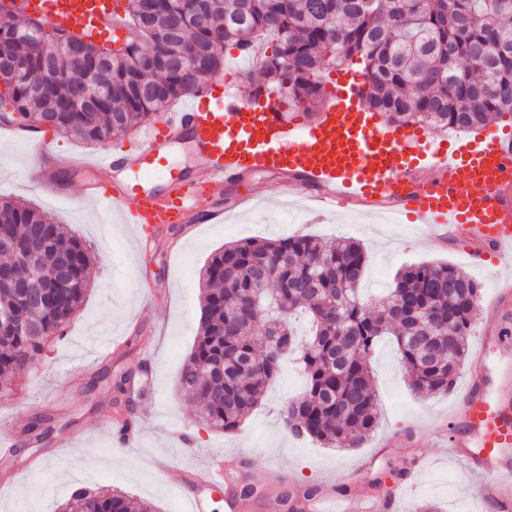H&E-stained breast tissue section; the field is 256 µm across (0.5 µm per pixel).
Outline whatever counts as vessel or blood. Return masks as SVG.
I'll return each mask as SVG.
<instances>
[{
    "label": "vessel or blood",
    "mask_w": 512,
    "mask_h": 512,
    "mask_svg": "<svg viewBox=\"0 0 512 512\" xmlns=\"http://www.w3.org/2000/svg\"><path fill=\"white\" fill-rule=\"evenodd\" d=\"M22 13L77 35L121 31V0H17ZM364 77L345 71L333 102L311 124L283 118L281 98L268 94L243 101L232 94L160 113L136 154L112 148L93 170L131 168L140 184H100L90 199L122 212L140 239L173 226L191 232L219 216L209 201L224 183L246 171L286 172L323 188L321 205L357 203L388 211L426 231L447 228L461 238L476 265L495 261L512 268V137L488 134L455 150L422 138L413 125L372 124L361 96ZM188 140L197 165L190 177H170L163 192L146 190L165 170L171 146ZM449 418L451 446L475 476L480 497L512 512V333L482 337L477 356ZM114 441L137 443L138 425L101 422ZM219 458L199 471L194 487L179 484L188 512H201L200 489L228 485Z\"/></svg>",
    "instance_id": "obj_1"
}]
</instances>
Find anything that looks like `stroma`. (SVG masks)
I'll return each instance as SVG.
<instances>
[{"label": "stroma", "mask_w": 512, "mask_h": 512, "mask_svg": "<svg viewBox=\"0 0 512 512\" xmlns=\"http://www.w3.org/2000/svg\"><path fill=\"white\" fill-rule=\"evenodd\" d=\"M54 145L63 164L55 170L54 189L48 190L34 175L39 160L27 140L0 137V197L26 201L50 220L69 225L90 246L94 269L80 310L48 352V367L22 372L12 395L0 397V417L22 415L10 439L15 452L0 448V512H57L79 486L117 488L150 501L156 512H183L178 482L189 480L191 471L215 455L265 487V497L250 501L246 512H279L277 499L290 484L318 486L329 494L340 485L358 490L382 477L394 488L393 475L401 470L411 486L403 512L424 502L441 512H495L474 495L464 463L450 450L448 412L456 393L414 394L391 337L380 341L370 360L379 423L358 448H325L295 440L284 430L280 408L305 389L294 365L284 366L241 429L230 434L202 424L197 404L180 389L179 376L200 324V270L212 251L230 242L294 234L326 242L357 240L367 257L363 294L368 299L391 287L406 266L447 263L479 286L476 336L502 327L484 302L506 270L468 263L444 229L422 234L413 225L387 223L383 213L354 205L316 209L311 187L283 195L280 175L265 171L245 174L217 192L213 204L223 208V223L200 225L176 245L166 233L145 246L119 213L85 195L86 184L101 176L74 163L97 157L104 145L61 132ZM115 336L122 337V347L101 355V347ZM119 373L134 380L136 395L128 407L113 401L108 378ZM106 416L141 418L140 443L114 446L96 430ZM39 420L49 432L36 442L29 427ZM179 421L189 425V443L174 435Z\"/></svg>", "instance_id": "obj_1"}]
</instances>
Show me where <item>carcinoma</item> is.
I'll use <instances>...</instances> for the list:
<instances>
[{
	"mask_svg": "<svg viewBox=\"0 0 512 512\" xmlns=\"http://www.w3.org/2000/svg\"><path fill=\"white\" fill-rule=\"evenodd\" d=\"M124 11L136 37L122 47L89 40L48 61L42 46L71 35L19 24L11 9L0 20V53L22 61L25 73L0 89L4 125L103 143L203 91L224 69L228 46L307 113L322 98L324 72L357 57L365 103L393 125L470 131L512 114V0H127ZM91 80L93 103L72 100ZM0 231L35 257L43 281L56 280L59 256L69 259L61 298L30 303L0 292V310L29 326L0 339L2 393L64 336L87 291L92 253L67 225L20 201L0 199ZM366 262L355 240L311 235L228 243L210 254L199 332L179 378L206 427L238 430L292 357L306 389L282 408L284 427L326 448L360 447L379 422L368 360L383 336L394 337L414 392L454 390L477 283L446 263H422L400 271L371 305L362 298ZM300 316L310 323L303 343ZM265 331L275 345L259 339ZM74 502L84 512H155L118 490L86 487L59 512Z\"/></svg>",
	"mask_w": 512,
	"mask_h": 512,
	"instance_id": "obj_1",
	"label": "carcinoma"
}]
</instances>
